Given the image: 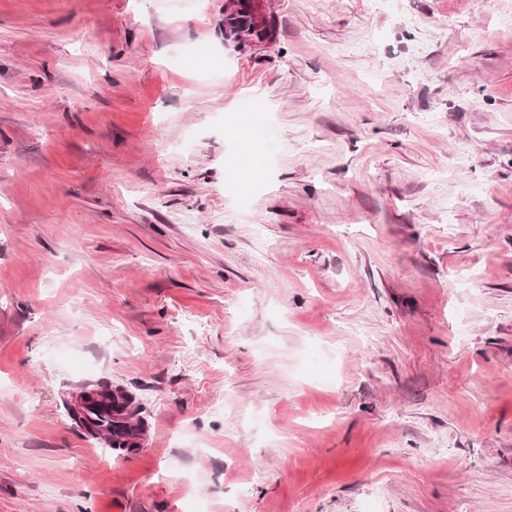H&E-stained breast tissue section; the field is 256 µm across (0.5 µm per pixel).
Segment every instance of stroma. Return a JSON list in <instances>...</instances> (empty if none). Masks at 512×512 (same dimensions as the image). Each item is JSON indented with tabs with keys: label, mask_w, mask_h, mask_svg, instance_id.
Returning <instances> with one entry per match:
<instances>
[{
	"label": "stroma",
	"mask_w": 512,
	"mask_h": 512,
	"mask_svg": "<svg viewBox=\"0 0 512 512\" xmlns=\"http://www.w3.org/2000/svg\"><path fill=\"white\" fill-rule=\"evenodd\" d=\"M231 2L0 0V512H512V0ZM244 33L247 36V47L249 44L260 42L254 33V26L243 16L241 10L235 9L228 12L224 19V37L236 43V36ZM92 405L90 409L85 408V413L87 416L96 422H99V425H109L113 426L114 429H107L108 441L112 449L119 451L120 454H127L132 448H136L137 442L135 440L134 433H142L141 423L140 421H136L133 424H112L113 417H119L118 413L115 412L113 408L118 410L119 406L113 404L112 394H102L98 395L95 400L90 403ZM117 435L118 437L128 436V440L121 441L119 438H114Z\"/></svg>",
	"instance_id": "35a3bbf8"
}]
</instances>
